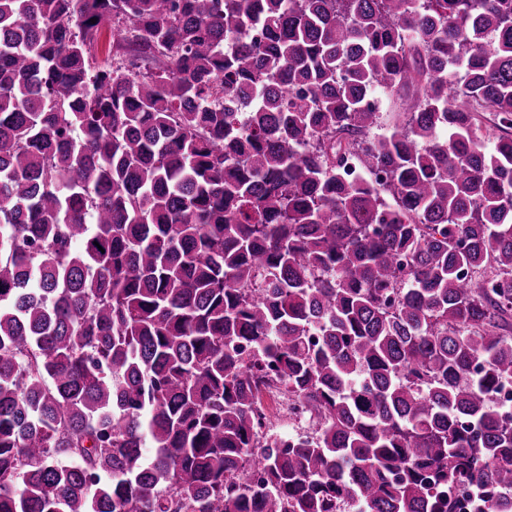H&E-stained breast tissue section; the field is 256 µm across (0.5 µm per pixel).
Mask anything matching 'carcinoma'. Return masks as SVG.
<instances>
[{
    "label": "carcinoma",
    "instance_id": "obj_1",
    "mask_svg": "<svg viewBox=\"0 0 512 512\" xmlns=\"http://www.w3.org/2000/svg\"><path fill=\"white\" fill-rule=\"evenodd\" d=\"M511 319L512 0H0V512H512Z\"/></svg>",
    "mask_w": 512,
    "mask_h": 512
}]
</instances>
